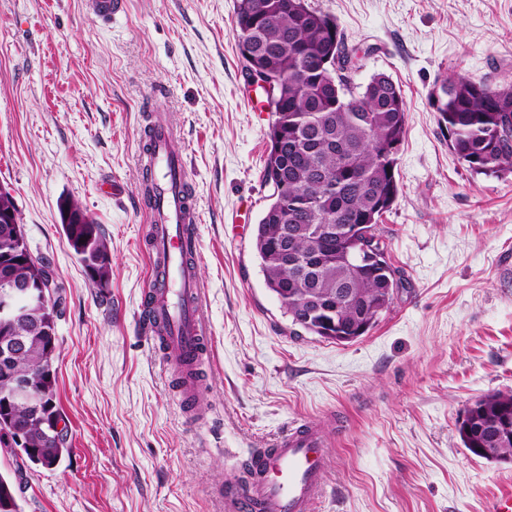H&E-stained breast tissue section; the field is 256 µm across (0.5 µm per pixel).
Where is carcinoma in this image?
Instances as JSON below:
<instances>
[{
	"label": "carcinoma",
	"instance_id": "1",
	"mask_svg": "<svg viewBox=\"0 0 512 512\" xmlns=\"http://www.w3.org/2000/svg\"><path fill=\"white\" fill-rule=\"evenodd\" d=\"M235 39L251 41L253 55L279 79L280 110L272 113L267 133L269 148L262 181L272 180L270 204L255 228L254 245L266 287L318 288L321 295L338 288H355L362 296L381 297L377 308L363 309L336 300L338 317L351 327L377 321L393 297L390 283L395 270L387 257L379 220L398 196L396 154L385 145L400 144L406 127L402 90L390 77L376 74L364 86H356L342 74L351 62L344 34L336 20L314 9L306 0H239L233 27ZM452 85L436 107L448 128L450 145L457 158L479 173H512V142L500 132L512 125V84L501 88L476 87L467 78L442 80ZM311 224H332L336 231L314 237ZM349 224L361 226L382 253L371 263L375 275H360L346 264L344 253L352 249ZM66 238L89 277L107 279L110 271L100 262L109 251L97 225H64ZM288 234L285 262L275 245ZM50 271V262L36 257L19 264L17 272L37 278ZM292 323L311 335L318 324L308 320V310L294 302L282 305ZM56 326L40 336L28 352L15 361V370L30 377L37 396L56 405L57 378L42 375L43 364L55 360ZM512 403L511 391L488 394L476 402L485 421L497 418L499 406ZM8 429L29 433V447L20 449L29 461L50 457L59 462L68 448V432L45 438L44 429L32 425L25 408L8 412ZM22 464L13 475L0 474V512H21Z\"/></svg>",
	"mask_w": 512,
	"mask_h": 512
}]
</instances>
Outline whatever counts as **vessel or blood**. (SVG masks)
<instances>
[{"mask_svg":"<svg viewBox=\"0 0 512 512\" xmlns=\"http://www.w3.org/2000/svg\"><path fill=\"white\" fill-rule=\"evenodd\" d=\"M176 137L171 118L156 121L151 145L139 158L152 172L150 232L142 244L152 270L144 328L178 354L192 352L200 358L211 336L197 316L201 287L189 265L198 249L199 215L186 193L187 164L174 147ZM325 426V421L307 420L281 432L256 459L250 482L225 488V512H316L328 467Z\"/></svg>","mask_w":512,"mask_h":512,"instance_id":"1","label":"vessel or blood"}]
</instances>
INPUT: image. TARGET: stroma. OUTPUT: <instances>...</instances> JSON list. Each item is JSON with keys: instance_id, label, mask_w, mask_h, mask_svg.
Segmentation results:
<instances>
[{"instance_id": "35a3bbf8", "label": "stroma", "mask_w": 512, "mask_h": 512, "mask_svg": "<svg viewBox=\"0 0 512 512\" xmlns=\"http://www.w3.org/2000/svg\"><path fill=\"white\" fill-rule=\"evenodd\" d=\"M308 2L336 19L353 83L386 74L407 109L381 223L403 286L346 344L293 325L260 271L272 114L244 80L237 0H127L107 22L83 0H0V188L65 290L56 405L71 453L27 469L22 512H224L216 489L305 418L327 421L333 456L319 512H486L512 492V465L471 454L459 434L476 400L512 390V174L459 161L433 105L446 77L512 83V0ZM169 113L200 212L199 316L214 349L194 417L169 351L141 328L138 156ZM64 198L99 224L109 287L70 248Z\"/></svg>"}]
</instances>
